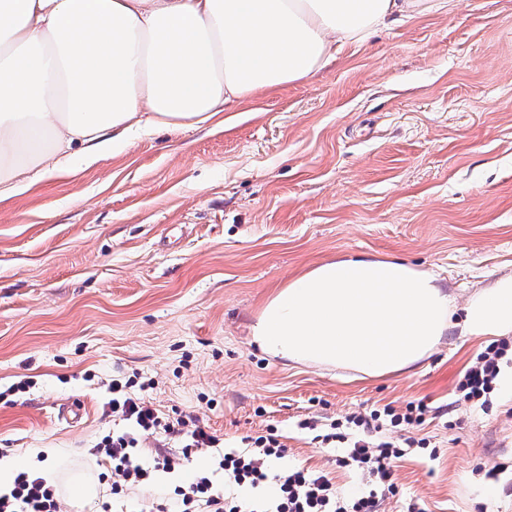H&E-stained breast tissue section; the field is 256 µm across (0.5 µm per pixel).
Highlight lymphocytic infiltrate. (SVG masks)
Returning a JSON list of instances; mask_svg holds the SVG:
<instances>
[{
	"label": "lymphocytic infiltrate",
	"instance_id": "obj_1",
	"mask_svg": "<svg viewBox=\"0 0 512 512\" xmlns=\"http://www.w3.org/2000/svg\"><path fill=\"white\" fill-rule=\"evenodd\" d=\"M511 357L512 344L505 340L480 352L456 384L459 401L488 404L501 366ZM151 387V382L139 384L131 378L112 380L108 386L110 411L130 426L122 434L105 436L97 448L110 465V493L116 501L129 490L148 483L153 472H173L181 458L221 443L220 438L206 431L198 411L170 416L155 408L144 396ZM426 413L427 407L421 403L407 404L402 411L387 405L367 415L353 413L331 422L322 440L346 445L345 455L337 460L339 467L366 470L390 492L394 489L392 461L405 456L415 441L409 437L404 446H396L386 439L383 430L388 426H420ZM146 434L178 438L182 444L180 456H145L139 443ZM245 443V449L234 448L216 458V469L224 473L223 485H216L212 473L206 471L188 485L176 487L175 493L181 498L180 512H378L379 490L346 496L328 474L320 471L286 467L270 473L269 462L284 459L288 453L276 433L249 437ZM0 512H59L57 495L42 477L21 472L8 492H0Z\"/></svg>",
	"mask_w": 512,
	"mask_h": 512
}]
</instances>
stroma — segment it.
Wrapping results in <instances>:
<instances>
[{
  "label": "stroma",
  "mask_w": 512,
  "mask_h": 512,
  "mask_svg": "<svg viewBox=\"0 0 512 512\" xmlns=\"http://www.w3.org/2000/svg\"><path fill=\"white\" fill-rule=\"evenodd\" d=\"M345 255L434 271L463 299L512 273V0H453L223 125L132 135L0 203V455L61 449L59 470L97 479L110 500L93 453L114 426L107 387L138 376L164 413L203 410L229 448L274 430L289 464L347 492L374 477L337 467L299 421L421 402L430 412L411 435L426 445L394 461L380 512H512V397L455 395L486 340L449 331L383 377L250 345L275 287ZM72 403L76 422L61 416ZM194 470L157 472L128 512L170 500Z\"/></svg>",
  "instance_id": "stroma-1"
}]
</instances>
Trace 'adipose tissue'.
Segmentation results:
<instances>
[{
  "label": "adipose tissue",
  "instance_id": "adipose-tissue-1",
  "mask_svg": "<svg viewBox=\"0 0 512 512\" xmlns=\"http://www.w3.org/2000/svg\"><path fill=\"white\" fill-rule=\"evenodd\" d=\"M448 0H0V201L63 171L62 153L122 149L144 128L195 129L313 76L349 44ZM512 335V273L458 304L439 275L394 258L323 260L266 298L250 342L287 363L404 372L451 328ZM75 507L97 496L59 476Z\"/></svg>",
  "mask_w": 512,
  "mask_h": 512
}]
</instances>
